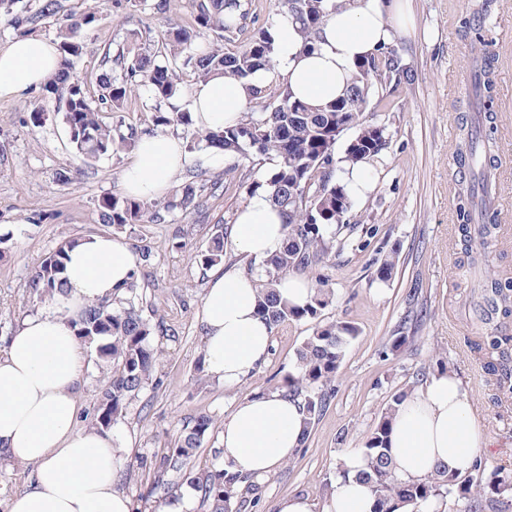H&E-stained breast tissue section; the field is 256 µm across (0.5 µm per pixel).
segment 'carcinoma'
I'll return each instance as SVG.
<instances>
[{"label":"carcinoma","instance_id":"1","mask_svg":"<svg viewBox=\"0 0 512 512\" xmlns=\"http://www.w3.org/2000/svg\"><path fill=\"white\" fill-rule=\"evenodd\" d=\"M20 0H0V13L14 26L53 19L60 38L59 69L45 84L47 96L62 103L61 121L72 148L85 162L135 150L138 128L125 122L130 99L140 91L149 93L152 105L148 121L156 128L193 125L191 113L175 104L189 92L185 77L206 81L215 75L246 79L259 70L274 68L276 46L269 26L252 29L246 41L240 36L247 27L249 12L243 0H189L192 21L171 23L157 44L143 40L137 32L111 54L103 49L102 62L110 65L91 87L75 71V59L88 51L86 30L96 21L89 6L57 17V0H34L14 7ZM341 6L338 0H277L278 11L293 17L310 48L313 35L329 12ZM492 0H479L461 28L465 35L485 46L484 22L491 13ZM208 33L209 42H198ZM471 82L484 118L476 128L463 125L464 137L456 153L459 172L470 173L479 166L481 177L457 192L456 220L460 244L471 263L488 265L498 243V212L491 206L477 207L476 199L485 189L495 166L497 126L493 71L494 54L484 49ZM401 71L391 47L376 50L360 63L344 96L311 105L293 98L287 89L255 90V109L243 114L234 126L198 132L186 145L190 153L216 150L241 161L256 155L275 159L274 168L249 193L263 188L272 205L285 218L286 239L281 251L262 262L259 279V312L275 328L288 321L315 319L332 303L324 282L315 281L314 295L304 306L291 305L277 292L281 275L288 271L312 269L336 247V237L348 220L353 201L345 187L332 180L335 167L336 129L354 130L342 161L358 163L380 155L388 145L385 127L363 120L372 90L377 85L398 86ZM199 189L192 183L173 187L162 200L132 199L118 194L99 200L100 221L117 229L158 222L167 215H187L196 207ZM78 243L69 239L57 246L30 277V297L46 301L62 288L67 252ZM199 263L212 268L224 263V234L217 231L198 254ZM480 300L474 310L485 321L512 316V281L488 276L479 284ZM143 298L135 281H130L110 300L92 303L78 323L77 333L95 349L98 359L112 365V375L102 390L95 425L109 429L124 419L128 401L148 385L160 363L153 345L158 310L144 315ZM357 335L349 324L330 321L317 327L296 351L292 371L285 385L301 399L306 430H311L334 393V382L345 351ZM477 348L486 351L485 368L496 377L500 388L512 393V336L494 331L483 337ZM406 390L396 392L377 426L361 448L368 469L355 475L375 496L373 512H423L434 501L448 502V512H483L485 502L497 506L512 501V474L493 470L484 475L482 463L459 473L446 469L423 480L400 478L392 466L389 432L394 416L409 399ZM213 427V418L199 414L174 447L160 457L159 466L182 473V483L199 492L210 512H245L246 500L239 488L248 478L228 473L219 464L202 471L190 467L192 459Z\"/></svg>","mask_w":512,"mask_h":512}]
</instances>
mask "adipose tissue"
I'll use <instances>...</instances> for the list:
<instances>
[{
  "label": "adipose tissue",
  "mask_w": 512,
  "mask_h": 512,
  "mask_svg": "<svg viewBox=\"0 0 512 512\" xmlns=\"http://www.w3.org/2000/svg\"><path fill=\"white\" fill-rule=\"evenodd\" d=\"M413 27L408 0H344L326 17L308 51L292 18L280 16L279 81L301 101L335 100L349 86L358 61ZM59 61L56 41L42 36L18 35L0 44V101L40 89ZM267 81L261 70L248 83L218 75L195 84L186 99L195 127L235 124L252 100V87ZM184 156L183 143L173 134L141 137L122 174L124 193L136 199L165 195ZM285 234L282 215L262 190L238 211L232 228L236 249L258 263L282 249ZM138 263L121 239L82 240L67 253L63 293L22 318L0 351V451L36 466L30 486L10 498L8 512H132V501L117 482L121 448L109 433L76 426L79 384L89 366L76 324L87 305L111 298ZM257 280L220 267L210 274L203 298L206 368L228 388L239 386L270 352L272 328L258 312ZM304 434L299 400L282 390L247 397L224 421L220 461L226 471L263 478L296 455ZM486 445L466 389L447 372L431 376L402 406L389 437L395 472L405 480L426 478L442 466L467 471ZM343 463L351 476L334 483L322 509L295 494L280 498L275 512H373L370 488L354 478L366 469V458L352 454Z\"/></svg>",
  "instance_id": "adipose-tissue-1"
}]
</instances>
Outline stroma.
<instances>
[{
	"instance_id": "stroma-1",
	"label": "stroma",
	"mask_w": 512,
	"mask_h": 512,
	"mask_svg": "<svg viewBox=\"0 0 512 512\" xmlns=\"http://www.w3.org/2000/svg\"><path fill=\"white\" fill-rule=\"evenodd\" d=\"M475 2H409L417 30L393 43L406 77L398 87H376L365 111L389 135L388 148L370 162L374 186L354 197L335 252L302 275L309 283L323 279L335 292L324 320L348 323L358 333L346 349L335 394L302 452L247 490V497L257 502L251 512H274L277 500L288 494L323 503L326 484L335 481L343 457L360 451L392 395L413 384L423 370L432 375L444 367L463 380L486 429L488 446L482 457L487 469L512 471V398L503 396L484 367V354L473 348L491 327L473 314L476 274L459 241L456 194L448 189L461 179L455 162L461 142L458 117L466 115L472 123L480 119L468 88L479 49L460 28ZM171 18L188 21L187 0H180L167 16L149 5L116 13L111 0H98L97 20L88 34L92 48L76 60L78 75L95 82L103 71L104 48H118L132 32L157 39ZM486 26L496 57L498 160L491 179L497 185L501 231L490 269L498 272L512 269V0H495ZM41 103L55 106L39 91L0 101V233L10 238L9 253L0 259V347L25 315L40 309V302L29 296L28 281L61 240L115 233L131 249L153 246L154 256L140 264L136 285L163 317L153 338L162 361L111 433L124 448L122 489L137 512H158L180 476L174 471L157 475L146 460L171 448L194 417L205 412L214 425L192 464L201 470L217 462L225 417L242 398L272 391L292 370L297 349L317 326L303 320L274 328L266 363L237 388H225L198 369L208 273L197 253L216 227L231 231L250 199L249 185L264 180L274 162L258 156L236 166L208 150L189 154L176 181L207 179L220 182V189L204 193L199 208L189 215H169L117 233L100 223L98 201L120 192L132 153L85 164L58 119H48L40 128L28 123L30 112ZM63 169L78 173L65 188L54 181ZM389 254L397 264L392 280L383 283L376 270ZM400 335L409 342L392 351L391 341ZM110 374L109 366L92 359L81 383L79 428L92 429Z\"/></svg>"
}]
</instances>
